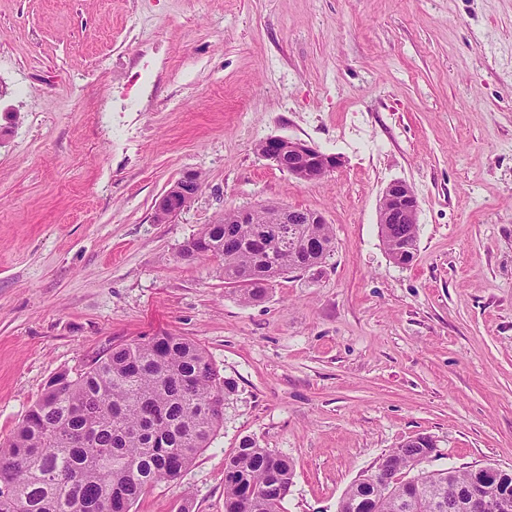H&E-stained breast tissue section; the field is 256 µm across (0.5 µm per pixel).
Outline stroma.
<instances>
[{
    "label": "stroma",
    "instance_id": "1",
    "mask_svg": "<svg viewBox=\"0 0 512 512\" xmlns=\"http://www.w3.org/2000/svg\"><path fill=\"white\" fill-rule=\"evenodd\" d=\"M0 86V442L56 374L167 332L236 391L133 512H224L246 437L294 462L285 512H337L421 433L422 472L512 470V0H0ZM271 136L342 164L298 181L256 153ZM187 170L198 198L155 223ZM395 180L408 266L377 225ZM259 203L321 212L336 253L246 305L179 250ZM418 213V197L406 181H393L384 189L377 208V224L389 258L397 265L414 261L413 249L402 247L407 242L417 251Z\"/></svg>",
    "mask_w": 512,
    "mask_h": 512
}]
</instances>
